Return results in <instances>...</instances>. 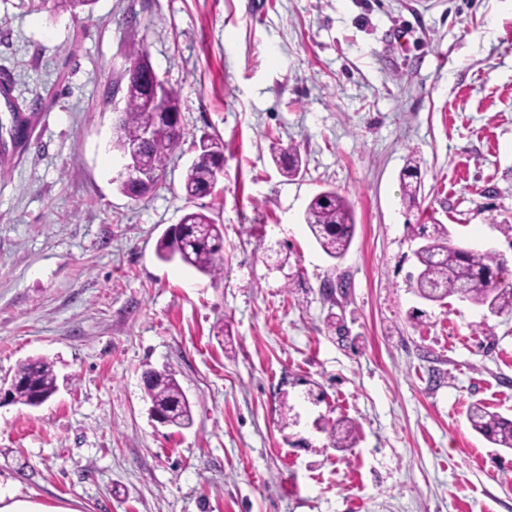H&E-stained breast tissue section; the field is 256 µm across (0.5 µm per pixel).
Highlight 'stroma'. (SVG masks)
<instances>
[{"instance_id": "35a3bbf8", "label": "stroma", "mask_w": 512, "mask_h": 512, "mask_svg": "<svg viewBox=\"0 0 512 512\" xmlns=\"http://www.w3.org/2000/svg\"><path fill=\"white\" fill-rule=\"evenodd\" d=\"M139 48L184 137L131 198L112 140ZM0 73L30 118L0 163V380L45 357L58 384L0 403V488L77 512H512V450L467 419L512 416V315L414 289L423 224L512 272V0H0ZM204 134L224 169L190 200ZM326 189L355 214L339 260L304 222ZM191 210L222 227L217 278L156 257ZM151 369L191 428L151 418ZM143 376H145V393L151 407L169 413L170 424L173 426L191 427L193 425L192 408L175 375L170 371L163 370L148 371ZM151 407L150 413L161 424L167 425L165 418L153 411ZM328 437L333 448H352L357 438V425L350 419H337L332 422Z\"/></svg>"}]
</instances>
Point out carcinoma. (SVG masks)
<instances>
[{
    "mask_svg": "<svg viewBox=\"0 0 512 512\" xmlns=\"http://www.w3.org/2000/svg\"><path fill=\"white\" fill-rule=\"evenodd\" d=\"M159 108L179 114V97L174 89L163 87L162 105L157 106L137 76L128 78L113 147L118 150L141 149L143 158L160 172L166 159L180 148L182 132L161 122L153 141L142 144L143 128ZM221 156L223 143L220 139L212 136L199 138L196 158L184 174L185 193L201 198L215 192L217 172L221 170L217 159ZM273 160L286 177L300 172L302 160L293 150H282L273 156ZM304 221L327 256L336 260L346 254L356 224L352 207L343 196L332 189L317 193L307 205ZM180 223L194 232L192 240L186 242L163 235L157 242V257L164 262L177 259L203 275L218 276L224 266L223 234L219 226L202 211L186 212ZM420 235L425 238V245L416 253L421 267L416 289L423 299L436 302L462 293L465 299L486 305L497 315H512V284L501 279L506 268L495 254L454 246L443 224L432 225L430 231L422 226ZM12 382L13 402L24 406H40L58 389L54 365L45 358L21 363ZM144 389L151 407L169 413L170 424L178 428L193 425L191 405L172 372H146ZM468 420L473 429L491 443L512 449V419L491 412L483 405L473 404L469 408ZM328 437L334 448H351L356 442L357 425L350 419L340 418L331 424Z\"/></svg>",
    "mask_w": 512,
    "mask_h": 512,
    "instance_id": "1",
    "label": "carcinoma"
}]
</instances>
